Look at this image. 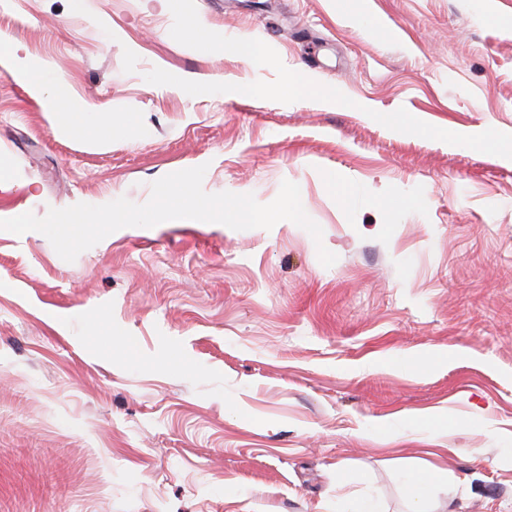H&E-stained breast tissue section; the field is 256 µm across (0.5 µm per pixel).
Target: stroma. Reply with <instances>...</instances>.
I'll return each instance as SVG.
<instances>
[{
	"instance_id": "1",
	"label": "stroma",
	"mask_w": 512,
	"mask_h": 512,
	"mask_svg": "<svg viewBox=\"0 0 512 512\" xmlns=\"http://www.w3.org/2000/svg\"><path fill=\"white\" fill-rule=\"evenodd\" d=\"M180 6L208 42L163 0H0V219L203 165L263 204L298 184L337 261L287 220L71 263L0 230V512H409L411 466L512 512V0ZM45 95L111 141L60 136Z\"/></svg>"
}]
</instances>
